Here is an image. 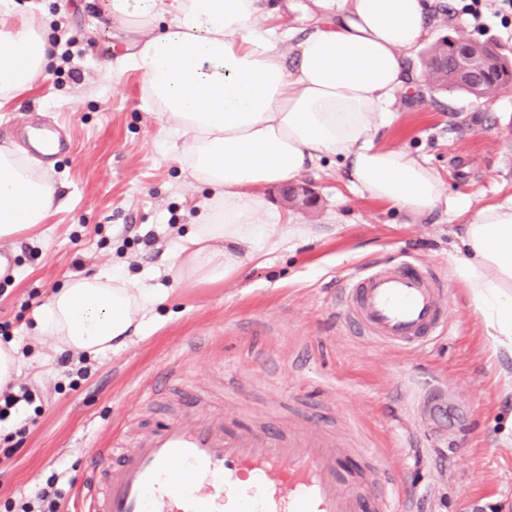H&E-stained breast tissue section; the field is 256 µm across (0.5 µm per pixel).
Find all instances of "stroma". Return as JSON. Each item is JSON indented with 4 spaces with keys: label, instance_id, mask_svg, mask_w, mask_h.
<instances>
[{
    "label": "stroma",
    "instance_id": "stroma-1",
    "mask_svg": "<svg viewBox=\"0 0 512 512\" xmlns=\"http://www.w3.org/2000/svg\"><path fill=\"white\" fill-rule=\"evenodd\" d=\"M469 2L436 0L429 42L450 35L512 51V9L477 0L473 15ZM16 4L41 15L55 53L36 91L0 104V145L26 146L29 127L54 122L69 149L43 162L57 199L47 224L0 241L13 259L0 275V340L16 345V382L32 396L0 421V512L50 481L67 512H84L96 449L179 413L187 392L247 428H281L298 415L356 432L380 466L398 469L414 512H512V393L500 376L512 358L492 355L452 275L453 227L465 216L438 209L409 223L351 188L327 156L305 179L315 208L285 206L279 188L264 190L290 223L319 224L326 235L269 255L240 282L175 283L165 273L171 244L196 223L207 191L171 149L138 74L100 71L105 57L123 54L122 38L97 30L85 0ZM389 110L382 146L427 160L472 209L512 201V90L489 102L423 86L398 93ZM412 259L439 274L452 305L449 331L430 345L380 344L333 317L343 277ZM105 269L157 277L169 299L125 349L74 352L60 365L53 337L36 328L40 308L52 288ZM420 389L443 391L451 410L420 417L411 399Z\"/></svg>",
    "mask_w": 512,
    "mask_h": 512
}]
</instances>
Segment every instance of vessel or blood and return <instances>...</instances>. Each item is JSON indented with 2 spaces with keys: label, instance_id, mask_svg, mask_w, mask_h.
<instances>
[{
  "label": "vessel or blood",
  "instance_id": "vessel-or-blood-1",
  "mask_svg": "<svg viewBox=\"0 0 512 512\" xmlns=\"http://www.w3.org/2000/svg\"><path fill=\"white\" fill-rule=\"evenodd\" d=\"M342 298L360 331L402 349L450 324L441 280L412 261L350 276ZM346 453L336 436L303 422L286 432L242 429L188 409L118 456L97 449L103 488L87 512H398L390 493L368 502Z\"/></svg>",
  "mask_w": 512,
  "mask_h": 512
}]
</instances>
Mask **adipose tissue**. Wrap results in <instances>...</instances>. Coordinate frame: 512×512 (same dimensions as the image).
Masks as SVG:
<instances>
[{"instance_id":"adipose-tissue-1","label":"adipose tissue","mask_w":512,"mask_h":512,"mask_svg":"<svg viewBox=\"0 0 512 512\" xmlns=\"http://www.w3.org/2000/svg\"><path fill=\"white\" fill-rule=\"evenodd\" d=\"M431 2L315 0L323 16L293 41L269 26L265 0H88L102 30L132 34L121 68L141 76L174 148L210 191L198 224L172 246L173 279L238 281L248 264L314 236L257 189L299 182L333 155L353 187L412 221L441 207L470 213L453 275L488 347L512 357V203L471 210L424 159L378 142L395 95L426 81L405 58L428 34ZM1 42L0 95L32 89L54 49L42 22L0 0ZM54 206L40 161L1 146L0 241L37 229ZM167 300V289L102 271L54 289L37 328L60 348L114 353Z\"/></svg>"}]
</instances>
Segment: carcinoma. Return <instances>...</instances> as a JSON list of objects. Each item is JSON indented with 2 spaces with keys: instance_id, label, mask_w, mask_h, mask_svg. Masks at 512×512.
Returning <instances> with one entry per match:
<instances>
[{
  "instance_id": "carcinoma-1",
  "label": "carcinoma",
  "mask_w": 512,
  "mask_h": 512,
  "mask_svg": "<svg viewBox=\"0 0 512 512\" xmlns=\"http://www.w3.org/2000/svg\"><path fill=\"white\" fill-rule=\"evenodd\" d=\"M425 69L429 87L438 91L490 100L512 88V57L483 42L443 38L429 48Z\"/></svg>"
}]
</instances>
